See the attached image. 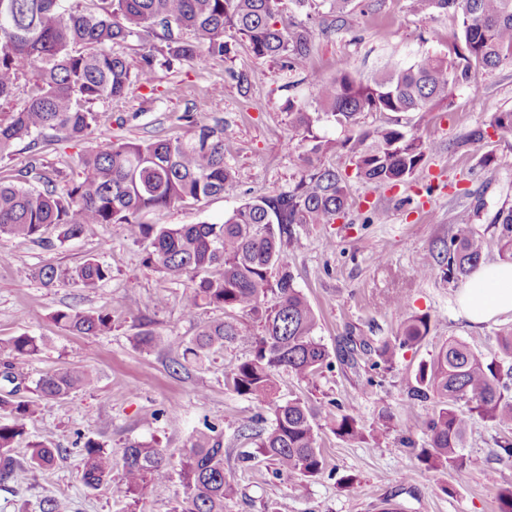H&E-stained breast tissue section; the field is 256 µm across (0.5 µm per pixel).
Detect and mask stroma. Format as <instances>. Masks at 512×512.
Returning <instances> with one entry per match:
<instances>
[{
    "label": "stroma",
    "instance_id": "stroma-1",
    "mask_svg": "<svg viewBox=\"0 0 512 512\" xmlns=\"http://www.w3.org/2000/svg\"><path fill=\"white\" fill-rule=\"evenodd\" d=\"M280 12L284 20L315 32L305 69L291 72L279 59L255 57L243 41L228 60L157 68L151 85H135L122 97L97 102L98 122L85 140L46 137L44 164L76 182L82 176L79 154L105 138H175L187 134L190 125L223 121L224 159L235 173L236 188L200 206L178 204L140 216L141 222L160 226L219 224L245 200L288 190L298 181L308 143L288 112L293 103L316 109L309 72L330 79L347 67L369 79L386 63L409 65L423 54L445 50L459 33L453 14L422 17L412 0H351L346 26L331 33L324 0L303 11L293 0H281ZM232 69L251 75L247 90L229 78ZM505 109H512L509 64L473 73L451 89L448 103L403 114L407 130L433 145L423 173L412 183L378 187L352 178L346 155L324 157L325 165L349 174V205L336 223L297 229L296 241L284 244L283 251L296 288L318 317L314 336L326 348L329 365L310 382L283 375L278 390L279 399H303L318 413L328 468L313 480L276 475L272 462L238 435L242 423L253 422L261 431L272 423L266 407L224 384L227 367L248 357L249 346L225 345L202 369L179 367L182 343L218 316L208 308L192 318L184 315L190 276L174 279L144 266L142 246L118 224L90 225L81 238L65 243L0 236V339L21 334L50 339L46 349L26 360L19 388L0 379V396L13 390L18 398L32 397L35 381L59 368L84 367L96 377L89 390L42 401L17 445L21 467L0 483V512H40L47 496L66 498L72 512H175L182 496L179 475L131 507L116 502L111 487L91 490L82 484L78 450L89 439L115 452L128 442L148 441L176 457L188 448L192 431L208 425L224 435L230 452L224 466L237 487L224 512H380L387 503L398 512H498L496 490L512 484V459L498 456L506 432L473 418L464 449L466 478L426 468L410 449L429 441L430 405L410 398L406 380L451 339L466 342L485 359L500 358L499 337L512 330L511 314L469 327L456 303L464 280L439 270L430 277L420 273L460 219L492 241L499 233L496 213L512 209V134L496 131L469 149L450 148ZM487 155L493 158L488 165ZM378 210L385 211L384 222L375 221ZM92 256L111 266L112 277L91 291L48 287L34 275L46 264L65 272ZM399 296L407 307L396 306ZM66 307L110 309L111 334H69L53 320L54 312ZM413 315L430 318L425 341L398 351L392 364L377 365L375 347L396 336ZM145 330L167 338L169 348L139 345L136 337ZM349 336L371 346L354 368L337 355ZM344 413L356 416L361 440L344 441L333 433L332 420ZM408 416L415 419L409 430L403 426ZM35 440L64 449L63 458L48 470L29 468L27 446Z\"/></svg>",
    "mask_w": 512,
    "mask_h": 512
}]
</instances>
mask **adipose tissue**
Returning a JSON list of instances; mask_svg holds the SVG:
<instances>
[{
    "mask_svg": "<svg viewBox=\"0 0 512 512\" xmlns=\"http://www.w3.org/2000/svg\"><path fill=\"white\" fill-rule=\"evenodd\" d=\"M460 316L482 325L512 314V261L479 265L458 296Z\"/></svg>",
    "mask_w": 512,
    "mask_h": 512,
    "instance_id": "adipose-tissue-1",
    "label": "adipose tissue"
}]
</instances>
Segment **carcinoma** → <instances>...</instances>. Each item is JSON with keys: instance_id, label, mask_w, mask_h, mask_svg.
Segmentation results:
<instances>
[{"instance_id": "carcinoma-1", "label": "carcinoma", "mask_w": 512, "mask_h": 512, "mask_svg": "<svg viewBox=\"0 0 512 512\" xmlns=\"http://www.w3.org/2000/svg\"><path fill=\"white\" fill-rule=\"evenodd\" d=\"M336 15L329 30L345 26L351 0H326ZM425 17L451 12L459 19L460 44L444 54H425L410 66L394 63L377 79L364 82L344 68L331 80L310 77L323 112L345 128L362 112L404 114L427 112L448 99L449 89L468 81L477 70L512 64V0H414ZM279 0H88L75 9L68 0H0V102L9 101L21 75L36 78V90L8 117L0 118V159L13 155L26 139L28 163L8 183L0 180V235L40 240L48 231L61 242L80 237L90 224H120L126 237L147 247L142 263L171 277L193 274L183 310L193 317L202 308H219L225 318L203 326L184 343L177 365L203 367L226 343H249L248 358L231 364L227 385L238 395L267 404L271 428L258 435L257 449L275 465V473L290 478H315L326 460L314 409L296 398L277 399L279 378L287 372L301 381L313 380L328 365V354L314 337L318 320L284 259L283 237L293 241L291 225L309 228L333 224L347 206L346 182L334 168L314 164L327 152L349 156L359 179L379 186L414 180L423 169L427 142L405 129L401 119L343 139L313 135L320 113L298 106L291 123L312 135L307 169L295 185L277 194L250 199L221 224H182L174 228L144 224L145 210L176 204L200 205L229 191L232 169L224 161V127L193 129L183 137L152 141H107L79 156L83 180L58 185L40 159L39 136L54 131L69 140L87 136L97 122L92 105L123 96L130 86L149 84L156 67L183 61L204 62L211 56L231 58L234 39L249 43L259 57H274L290 71L310 57L314 31L304 25L278 26ZM161 30L163 45L144 54L133 72L112 45L143 41ZM488 126L512 133V109L496 112ZM47 183L40 191L30 179ZM499 254L512 260V210L496 218ZM489 242L469 228L460 229L446 245V275L467 276L477 266ZM35 275L46 286L60 282L93 290L112 276L111 266L96 257L66 273L44 265ZM53 320L77 336L112 333V312H55ZM430 318L409 317L391 342L376 349L377 364L392 362L395 350L421 344ZM502 360L487 361L466 343L452 340L408 380V393L432 404L426 427L429 447L417 457L429 469L462 474L467 471L462 449L471 417L477 415L512 431V331L499 338ZM43 336L22 334L0 340L12 360L0 364L18 379L16 361L38 354ZM94 376L85 369L63 368L42 375L36 398L13 402L12 422L0 423V481L18 466L15 443L26 433L43 400L68 397L91 388ZM343 440L363 433L356 417L341 414L333 427ZM80 452V479L89 489L112 486L119 502L142 501L178 469L182 486L179 512H224L234 494L224 468V439L208 426L191 439L190 447L173 463L161 448L133 442L120 454L87 439ZM60 449L42 441L29 445V464L51 468ZM121 477L112 482L115 467Z\"/></svg>"}]
</instances>
